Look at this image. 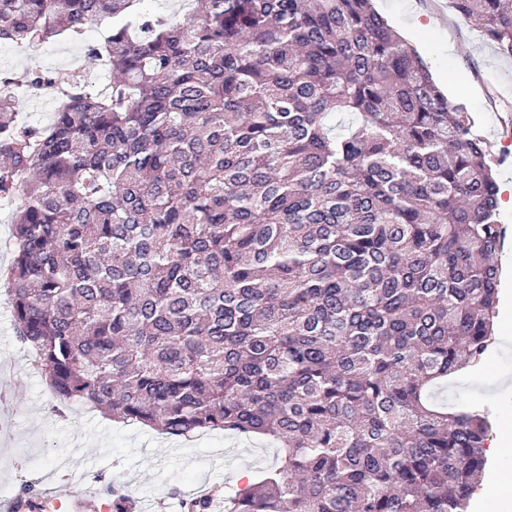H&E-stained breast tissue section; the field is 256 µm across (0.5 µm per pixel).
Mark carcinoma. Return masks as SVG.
Instances as JSON below:
<instances>
[{
    "label": "carcinoma",
    "instance_id": "1",
    "mask_svg": "<svg viewBox=\"0 0 512 512\" xmlns=\"http://www.w3.org/2000/svg\"><path fill=\"white\" fill-rule=\"evenodd\" d=\"M197 2L0 0V42L96 25L113 75L0 77L17 341L64 406L274 440L224 512H468L490 412L434 394L493 340L490 145L371 0ZM452 7L512 58V0ZM21 112L26 120L36 126L49 127L56 110V97L52 91L43 90L30 93L26 88L19 89Z\"/></svg>",
    "mask_w": 512,
    "mask_h": 512
}]
</instances>
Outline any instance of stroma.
<instances>
[{
    "label": "stroma",
    "instance_id": "stroma-1",
    "mask_svg": "<svg viewBox=\"0 0 512 512\" xmlns=\"http://www.w3.org/2000/svg\"><path fill=\"white\" fill-rule=\"evenodd\" d=\"M377 10L400 33H412L411 47L428 65L449 99L467 105L480 135L494 152L512 142V60L486 44L476 26L462 20L451 0H375ZM101 31L89 27L84 40L60 37L38 49L0 43V75L23 70H67L82 75L90 89L108 79L88 44ZM500 336L485 356L479 374L462 373L441 389L445 406L479 404L494 413L493 430L512 424V300L499 305ZM0 384L15 397L13 430L0 437V485L19 492L32 464L52 469L58 458H71L91 476L121 481L131 474L133 501L159 512H184L182 501L198 485L206 489L232 482L247 486L279 464L273 444L258 436L199 434L189 441L139 424L106 418L77 405L57 411L40 372L14 337L11 306L0 293Z\"/></svg>",
    "mask_w": 512,
    "mask_h": 512
}]
</instances>
